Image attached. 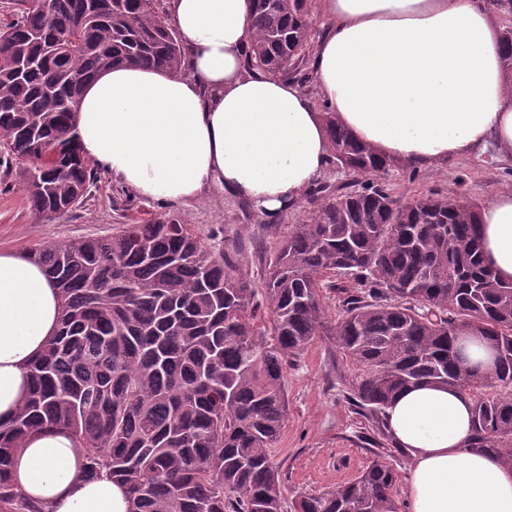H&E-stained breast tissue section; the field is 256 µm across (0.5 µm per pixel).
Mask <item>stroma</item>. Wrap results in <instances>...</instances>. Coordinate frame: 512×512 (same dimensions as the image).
Masks as SVG:
<instances>
[{
    "label": "stroma",
    "instance_id": "35a3bbf8",
    "mask_svg": "<svg viewBox=\"0 0 512 512\" xmlns=\"http://www.w3.org/2000/svg\"><path fill=\"white\" fill-rule=\"evenodd\" d=\"M15 169L0 166V250L22 254L41 241L63 243L106 237L123 224L178 219L204 239L240 242L248 249L243 270L262 285L265 262L272 252L274 234L268 221L251 204L214 189L189 203H161L140 198L109 175L91 188L82 208L46 220L30 208L17 185ZM384 182L392 195L406 203L429 193L461 194L485 205L501 188H512V162L500 160L493 150L454 158L438 170H412L399 164ZM350 369L335 347L316 339L290 358L285 371L288 412L272 460L283 475V497L332 489L366 466L371 454L361 433L362 422L346 398Z\"/></svg>",
    "mask_w": 512,
    "mask_h": 512
}]
</instances>
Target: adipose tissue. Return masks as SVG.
Wrapping results in <instances>:
<instances>
[{"mask_svg": "<svg viewBox=\"0 0 512 512\" xmlns=\"http://www.w3.org/2000/svg\"><path fill=\"white\" fill-rule=\"evenodd\" d=\"M326 29L311 67L328 111L380 154L435 168L494 145L512 158V80L503 27L486 0H317ZM183 70L124 64L83 88L75 135L85 158L139 197L186 203L220 188L278 219L323 175L324 114L296 83L248 72L249 0H168ZM327 111V112H328ZM481 250L512 280V190L479 214ZM57 288L25 255L0 251V420L29 391L28 367L54 336ZM388 424L410 457L406 512H512V467L470 452L472 402L440 384L400 393ZM55 427L17 449L12 481L44 512H128L108 473Z\"/></svg>", "mask_w": 512, "mask_h": 512, "instance_id": "obj_1", "label": "adipose tissue"}]
</instances>
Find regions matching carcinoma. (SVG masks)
I'll use <instances>...</instances> for the list:
<instances>
[{
    "label": "carcinoma",
    "mask_w": 512,
    "mask_h": 512,
    "mask_svg": "<svg viewBox=\"0 0 512 512\" xmlns=\"http://www.w3.org/2000/svg\"><path fill=\"white\" fill-rule=\"evenodd\" d=\"M0 26V165L24 161L19 186L52 218L80 207L98 175L74 118L84 85L125 63L182 71L183 47L157 0H7ZM247 69L306 79L308 0H250ZM512 79V26L503 31ZM328 162L367 177L361 189L318 182L308 217L276 233L264 287L179 220L124 224L105 238L44 241L29 252L60 290L61 324L28 367L30 392L0 422V512H43L10 478L25 438L73 433L85 471L106 470L129 512H284L271 460L287 412L285 369L316 337L354 373L349 396L374 459L293 512H398L400 448L386 409L421 382L472 401L468 447L512 466V282L498 279L477 237L480 208L432 192L399 203L373 177L396 166L328 114ZM340 315L328 317L324 290ZM270 317L259 338L258 314ZM481 336L494 371L467 365L459 341Z\"/></svg>",
    "instance_id": "cac0c4a2"
}]
</instances>
